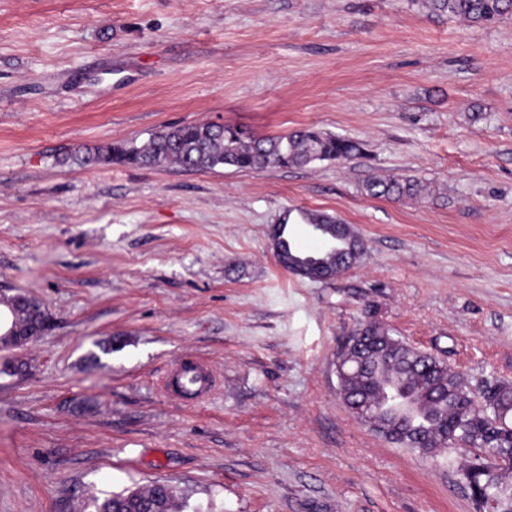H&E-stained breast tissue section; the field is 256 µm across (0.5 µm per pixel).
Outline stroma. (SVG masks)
I'll return each mask as SVG.
<instances>
[{
  "label": "stroma",
  "instance_id": "35a3bbf8",
  "mask_svg": "<svg viewBox=\"0 0 512 512\" xmlns=\"http://www.w3.org/2000/svg\"><path fill=\"white\" fill-rule=\"evenodd\" d=\"M300 128L361 143L302 167L83 166L165 125ZM410 177L417 199L373 198ZM350 224L330 281L276 262L288 210ZM45 334L0 361V512H82L172 484L180 512H475L442 457L385 440L339 394L374 317L470 383L512 382V14L427 0H0V294ZM120 339L103 353L100 345ZM218 385L163 388L180 359ZM439 12L460 17L470 23L490 24L512 13V0H429ZM367 195L389 199H403L418 195L422 186L410 178L371 179L364 185ZM154 483L147 487H134L118 493L105 494L103 497L90 498L84 507V512H123L143 511L139 508L141 502L154 498L156 487Z\"/></svg>",
  "mask_w": 512,
  "mask_h": 512
}]
</instances>
